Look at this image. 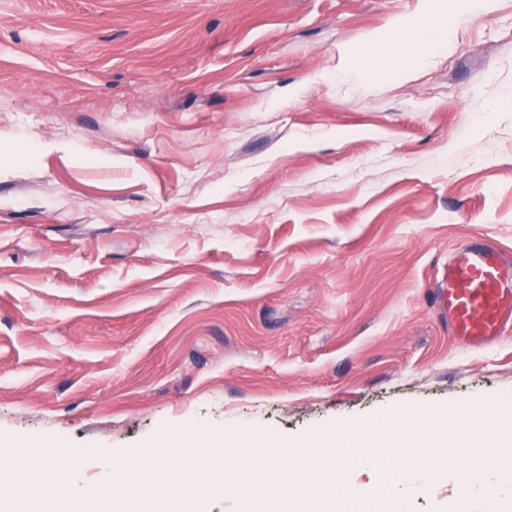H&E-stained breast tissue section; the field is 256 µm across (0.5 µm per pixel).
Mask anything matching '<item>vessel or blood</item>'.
I'll return each instance as SVG.
<instances>
[{"label": "vessel or blood", "mask_w": 512, "mask_h": 512, "mask_svg": "<svg viewBox=\"0 0 512 512\" xmlns=\"http://www.w3.org/2000/svg\"><path fill=\"white\" fill-rule=\"evenodd\" d=\"M448 319L454 335L481 346L512 330V254L484 239L467 241L448 262Z\"/></svg>", "instance_id": "1"}]
</instances>
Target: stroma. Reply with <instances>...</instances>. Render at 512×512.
<instances>
[{
    "label": "stroma",
    "instance_id": "1",
    "mask_svg": "<svg viewBox=\"0 0 512 512\" xmlns=\"http://www.w3.org/2000/svg\"><path fill=\"white\" fill-rule=\"evenodd\" d=\"M0 0V443L79 480L177 427L305 439L512 405V332L453 336L442 272L512 253V0ZM432 23L423 58L372 48ZM352 512H512L484 453ZM193 491L187 512H279Z\"/></svg>",
    "mask_w": 512,
    "mask_h": 512
}]
</instances>
